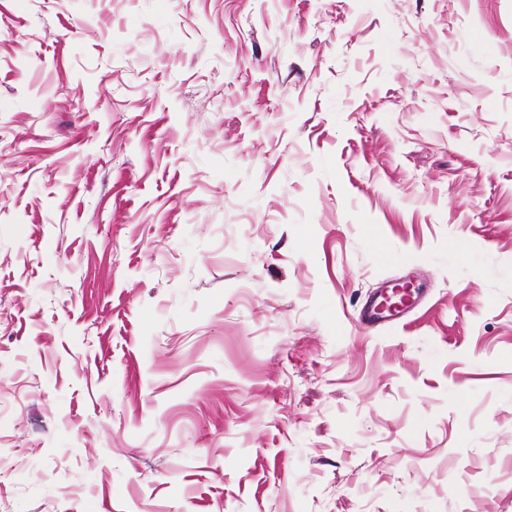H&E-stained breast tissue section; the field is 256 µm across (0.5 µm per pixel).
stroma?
I'll return each instance as SVG.
<instances>
[{"label": "stroma", "instance_id": "obj_1", "mask_svg": "<svg viewBox=\"0 0 512 512\" xmlns=\"http://www.w3.org/2000/svg\"><path fill=\"white\" fill-rule=\"evenodd\" d=\"M0 512H512V0H0ZM417 288H412L406 303L394 310L385 308L382 303L387 290L368 301L359 312V322L366 327L374 328L382 323L395 321L405 315L406 310L413 305L417 298Z\"/></svg>", "mask_w": 512, "mask_h": 512}]
</instances>
